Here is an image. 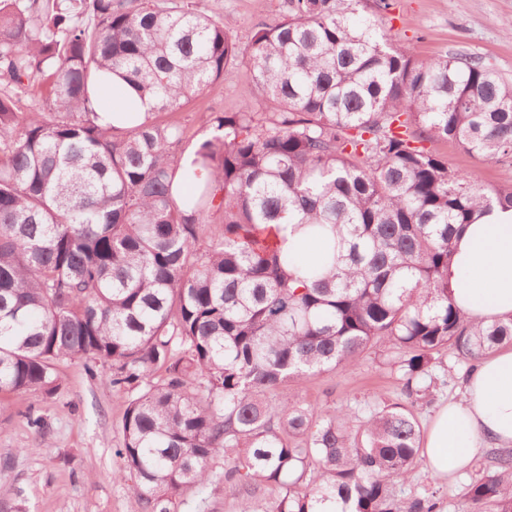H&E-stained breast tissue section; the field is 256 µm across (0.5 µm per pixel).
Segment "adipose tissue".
Segmentation results:
<instances>
[{
	"instance_id": "adipose-tissue-1",
	"label": "adipose tissue",
	"mask_w": 512,
	"mask_h": 512,
	"mask_svg": "<svg viewBox=\"0 0 512 512\" xmlns=\"http://www.w3.org/2000/svg\"><path fill=\"white\" fill-rule=\"evenodd\" d=\"M93 102L101 123L143 118L150 105L115 74L99 78ZM448 266L452 299L469 318L512 315V211L492 210L463 225ZM512 446V346L477 362L462 400L442 406L428 426L424 453L432 471L463 473L486 448Z\"/></svg>"
}]
</instances>
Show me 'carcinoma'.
Wrapping results in <instances>:
<instances>
[{"label": "carcinoma", "mask_w": 512, "mask_h": 512, "mask_svg": "<svg viewBox=\"0 0 512 512\" xmlns=\"http://www.w3.org/2000/svg\"><path fill=\"white\" fill-rule=\"evenodd\" d=\"M392 6L284 0L243 50L190 0H0V393L52 398L56 363L75 359L136 390L114 477L142 512H178L217 457L239 512H440V490L402 488L423 462L418 414L448 384L446 358L512 344V318L475 323L453 304L452 239L512 210V186L428 144L512 164V81L394 46ZM242 52L263 111L246 99L210 116L181 196L183 131L158 115ZM106 73L152 103L143 122L97 123ZM37 76L49 103L25 111ZM285 224L316 257L289 256ZM370 358L400 397L325 415L296 391L271 399ZM462 512H512L511 450Z\"/></svg>", "instance_id": "1"}]
</instances>
